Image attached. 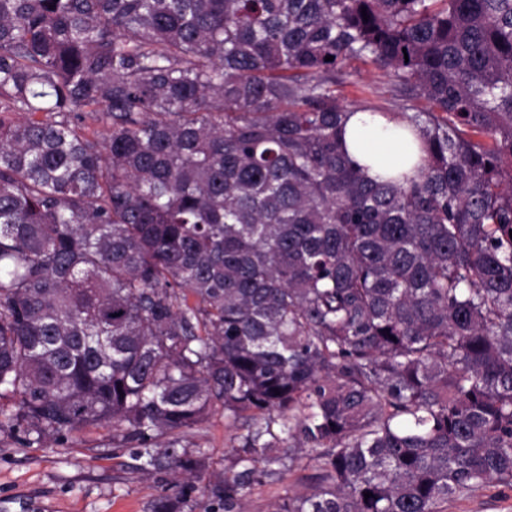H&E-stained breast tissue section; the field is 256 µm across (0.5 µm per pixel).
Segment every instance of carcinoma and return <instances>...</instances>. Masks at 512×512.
<instances>
[{
    "instance_id": "cac0c4a2",
    "label": "carcinoma",
    "mask_w": 512,
    "mask_h": 512,
    "mask_svg": "<svg viewBox=\"0 0 512 512\" xmlns=\"http://www.w3.org/2000/svg\"><path fill=\"white\" fill-rule=\"evenodd\" d=\"M355 61L416 177L346 156ZM218 402L204 512L512 488V0H0V431L110 423L183 512ZM348 71H353L354 76H348L347 81H354L362 84H374L378 87V97L365 99L366 97L356 90V87L346 84L344 87H338L341 90L340 99L344 104L355 103L356 106L369 105L370 103L383 105L387 112L399 114L403 111L402 102L393 99L387 86L383 83L380 73L371 65L360 62H353ZM370 102V103H369ZM247 433L246 426L238 423L236 426H228L224 420V409L217 405L209 419L179 435L167 436L163 441L178 438V448H187L188 451L196 453L200 448L204 452L205 470L203 476L206 478L200 486H204L212 473L224 471V455L228 448L238 447L241 444V436ZM313 469L295 467L282 481L257 488L249 497V512H268L270 504L288 492H305L312 488Z\"/></svg>"
}]
</instances>
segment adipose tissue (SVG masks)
I'll return each instance as SVG.
<instances>
[{
    "mask_svg": "<svg viewBox=\"0 0 512 512\" xmlns=\"http://www.w3.org/2000/svg\"><path fill=\"white\" fill-rule=\"evenodd\" d=\"M345 152L367 178L375 181L414 175L419 141L401 116L349 112L343 133Z\"/></svg>",
    "mask_w": 512,
    "mask_h": 512,
    "instance_id": "obj_1",
    "label": "adipose tissue"
}]
</instances>
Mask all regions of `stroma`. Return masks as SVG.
Masks as SVG:
<instances>
[{"label": "stroma", "mask_w": 512, "mask_h": 512, "mask_svg": "<svg viewBox=\"0 0 512 512\" xmlns=\"http://www.w3.org/2000/svg\"><path fill=\"white\" fill-rule=\"evenodd\" d=\"M351 84L341 89L346 104L365 105L361 84L378 87L377 104L400 113L379 72L370 65L352 63ZM244 425L230 426L223 408L209 419L179 434L180 447L203 451L206 473L224 469L227 449L239 446ZM128 449L112 444V427L104 424L71 432L60 440L30 444L23 431L0 432V512H150L153 501L172 493L165 475L150 479L132 470ZM312 468H294L282 481L257 488L247 504L249 512H268L272 502L291 492L311 489ZM447 512H512V488L491 484L448 501Z\"/></svg>", "instance_id": "1"}]
</instances>
